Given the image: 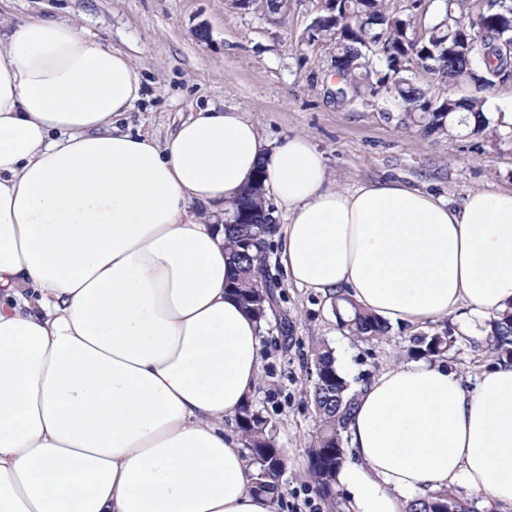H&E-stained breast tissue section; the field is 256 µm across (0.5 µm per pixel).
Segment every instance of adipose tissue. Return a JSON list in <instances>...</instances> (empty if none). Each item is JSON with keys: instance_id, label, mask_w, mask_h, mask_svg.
I'll list each match as a JSON object with an SVG mask.
<instances>
[{"instance_id": "1", "label": "adipose tissue", "mask_w": 512, "mask_h": 512, "mask_svg": "<svg viewBox=\"0 0 512 512\" xmlns=\"http://www.w3.org/2000/svg\"><path fill=\"white\" fill-rule=\"evenodd\" d=\"M140 89L96 37L0 19V512H276L224 431L261 331L226 286L217 217L257 170L296 286L408 323L512 308V191L337 190L306 137L267 141L238 108L162 144L114 131ZM344 440L351 512L451 484L512 510V363L471 389L425 359L386 370Z\"/></svg>"}]
</instances>
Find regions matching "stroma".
<instances>
[{
    "label": "stroma",
    "mask_w": 512,
    "mask_h": 512,
    "mask_svg": "<svg viewBox=\"0 0 512 512\" xmlns=\"http://www.w3.org/2000/svg\"><path fill=\"white\" fill-rule=\"evenodd\" d=\"M317 0H289L278 20L260 5L229 0H0V16L17 24L45 17L72 25L129 54L138 68L141 95L115 118L123 132L165 142L181 119L200 108L237 107L274 141L307 137L327 161L330 183L341 190L389 179L460 202L473 189L512 190V136L500 145L458 130L426 135L384 118L381 99L337 105L328 54L306 40ZM271 246L268 263L278 283L269 330L261 336V365L251 394L276 427L286 459L277 512H349L348 492L335 501L317 491L307 450L320 425L310 398L313 352L330 346L353 388L407 360L411 336L431 322H393L387 336L361 341L340 326L332 304L288 281ZM289 334H281L280 321ZM453 347L444 361L467 388L497 363L491 322L465 324L462 312L443 318Z\"/></svg>",
    "instance_id": "35a3bbf8"
}]
</instances>
